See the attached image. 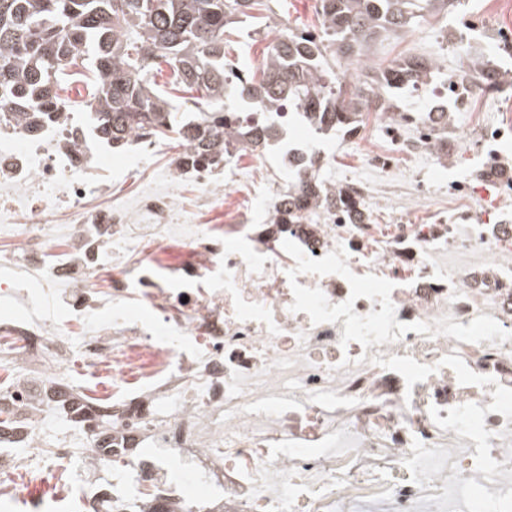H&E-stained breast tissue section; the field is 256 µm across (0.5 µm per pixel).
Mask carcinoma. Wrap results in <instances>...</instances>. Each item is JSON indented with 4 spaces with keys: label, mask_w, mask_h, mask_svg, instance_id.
Here are the masks:
<instances>
[{
    "label": "carcinoma",
    "mask_w": 512,
    "mask_h": 512,
    "mask_svg": "<svg viewBox=\"0 0 512 512\" xmlns=\"http://www.w3.org/2000/svg\"><path fill=\"white\" fill-rule=\"evenodd\" d=\"M260 0H0V117L9 113L34 129L59 107H83L100 139L123 145L132 135L161 139L174 132L186 164L218 165L235 150L253 153L278 136L260 120L237 123L224 108L235 85L239 97L266 112L295 108L322 133L363 121V99L416 84L440 66L435 60L402 58L350 86L337 80L329 59L365 63L371 42L410 27L418 17L457 12L461 0H317L321 30L283 32L266 48L260 74H240L224 63V31ZM83 61L99 75L91 100L78 105L61 96ZM178 84L204 92L196 116L185 120L168 92L157 88L160 63ZM342 205L314 175L282 198L285 224H302L318 203ZM71 419L92 414L104 429L112 414L86 402L66 408Z\"/></svg>",
    "instance_id": "carcinoma-1"
}]
</instances>
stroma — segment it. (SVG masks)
<instances>
[{
	"instance_id": "1",
	"label": "stroma",
	"mask_w": 512,
	"mask_h": 512,
	"mask_svg": "<svg viewBox=\"0 0 512 512\" xmlns=\"http://www.w3.org/2000/svg\"><path fill=\"white\" fill-rule=\"evenodd\" d=\"M317 0H270L269 5L256 6L253 20L231 26L224 45L228 63L241 69L260 70L266 46L278 33V24H286L288 28L316 31L320 28V19L316 12ZM274 11L278 20L277 25L264 27L261 18L267 11ZM457 15H437L418 20L406 32L388 34L373 43L369 57L372 63L382 66L395 60L409 56H423L439 60L441 65L451 71H461L468 64L470 53L463 46L447 47L444 42V27L455 23ZM308 140L316 142L333 157L330 167L322 172L323 179L337 182L347 176L370 177L371 172L363 162L360 152L346 144L342 138L331 135L318 138L314 129L307 121H300ZM175 140L167 139L155 144L152 153L143 161L140 170H131L124 164H113V189L125 197L139 189L141 181H148L159 189L165 190L182 202H192L196 193L195 185L188 180H178L168 175L169 158L176 150ZM283 143H276L258 155H243L235 158L234 181L231 188L239 206L249 210L253 223H262L263 218L258 211V203L254 198L252 182L255 175L263 170L265 165L276 164ZM71 438L73 454L68 463L72 474L81 475L85 472L84 445L79 439L76 422L58 409H51L46 426L41 433L44 453L40 459L46 474L43 483L28 487L27 492L32 496L52 500L58 487L60 477L57 473V463L50 450L57 439ZM512 487V481L498 477L494 471L488 470L478 474L461 476L455 491L456 512H477L476 502L481 493L494 489L501 491Z\"/></svg>"
}]
</instances>
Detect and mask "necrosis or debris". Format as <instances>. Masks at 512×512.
I'll return each instance as SVG.
<instances>
[{"instance_id":"4bbe7bcc","label":"necrosis or debris","mask_w":512,"mask_h":512,"mask_svg":"<svg viewBox=\"0 0 512 512\" xmlns=\"http://www.w3.org/2000/svg\"><path fill=\"white\" fill-rule=\"evenodd\" d=\"M454 36L512 75V21L486 15ZM478 93L440 69L410 90L418 107L366 113L343 138L379 181L338 182L346 206L304 224L281 223L279 200L329 164L314 148L262 184L264 223L240 211L206 224L227 205L228 165L173 157L193 203L145 186L126 205L112 200L111 155L73 113L34 133L0 120V238L23 263L0 268V297L20 302L0 335L25 370L0 405L26 448L0 456V486L40 480L42 403L74 350L109 383L86 396L112 408L113 448L82 425L88 469L146 440L157 450L124 488L85 489L80 512H453L462 474L511 473L512 122L460 128ZM411 154L429 157L449 205L417 176L393 179ZM63 223L73 246L57 254ZM55 286L69 322L32 310ZM176 466L218 496L179 492Z\"/></svg>"}]
</instances>
